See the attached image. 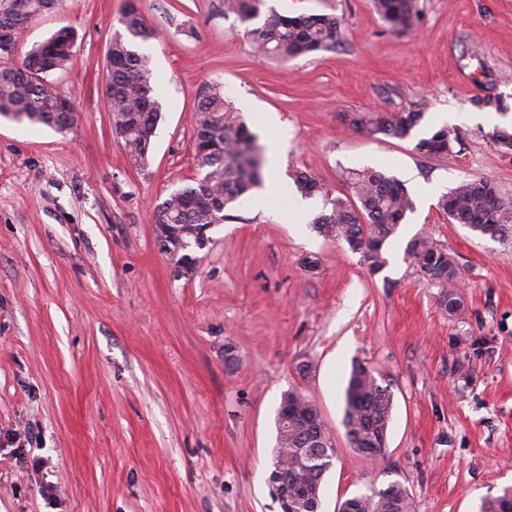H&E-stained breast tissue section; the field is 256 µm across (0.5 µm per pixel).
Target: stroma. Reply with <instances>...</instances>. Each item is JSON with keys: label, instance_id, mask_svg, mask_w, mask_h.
<instances>
[{"label": "stroma", "instance_id": "35a3bbf8", "mask_svg": "<svg viewBox=\"0 0 512 512\" xmlns=\"http://www.w3.org/2000/svg\"><path fill=\"white\" fill-rule=\"evenodd\" d=\"M135 2L157 39L137 43L161 118L147 169L112 132L105 54ZM285 15L333 13L335 49L282 63L258 56L223 0H64L26 29L15 61L62 28L75 57L48 76L78 121L60 133L0 121V512H280L269 475L284 393L319 410L337 454L320 512L391 482L411 512H479L512 488V239L449 221L437 193L487 178L512 200V0H419L408 32L372 0H268ZM221 85L262 146L286 140L269 182L302 169L347 194L345 170L396 177L414 197L387 266L312 228L321 196L227 209L182 276L161 251L154 208L204 174L194 109ZM422 104L409 136H369L344 118ZM456 112L472 117L451 122ZM459 139L428 159L439 128ZM427 234L457 260L461 309L405 256ZM389 384L382 453L350 448L352 362ZM55 487V502L41 495ZM448 134L447 128H440L435 131L430 137L421 138L415 145L417 152L426 157L440 158L453 152L454 138L448 141L445 135Z\"/></svg>", "mask_w": 512, "mask_h": 512}]
</instances>
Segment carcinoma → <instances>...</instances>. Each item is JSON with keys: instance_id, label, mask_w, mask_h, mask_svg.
Listing matches in <instances>:
<instances>
[{"instance_id": "obj_1", "label": "carcinoma", "mask_w": 512, "mask_h": 512, "mask_svg": "<svg viewBox=\"0 0 512 512\" xmlns=\"http://www.w3.org/2000/svg\"><path fill=\"white\" fill-rule=\"evenodd\" d=\"M11 7L0 6V27L14 29L21 37L28 25L40 16L56 10L62 0H10ZM381 18L394 30L413 28L420 10L418 0H373ZM234 15L245 23L263 17L260 26L248 30L254 47L262 54L288 62L336 45L341 34V19L333 13L281 15L266 7V0H224V15ZM118 23L122 31L112 36L107 51L105 97L114 117L112 129L119 136L133 166L144 169L159 122V104L155 98V77L145 55L133 44L156 36L143 15L130 3L122 11ZM74 32L63 28L47 41L33 47L19 65L0 68V116H11L16 123L45 125L56 131L64 129V112L59 108L58 94L51 91L46 78L71 65L74 53L64 47L65 36ZM423 118V112L412 106L393 112H358L351 126L369 136L408 135ZM194 135L208 138L216 150L197 155L204 176L195 184L170 193L156 207V215L166 224H177L181 234L168 241L164 251L190 258L195 231L213 223V216L224 217V210L248 200L253 191L263 186L266 158L263 148L246 121L224 95L221 86L210 88L199 96L194 116ZM448 129L442 127L415 145L426 157L440 158L453 152L454 140L445 139ZM294 183L305 193L317 190L326 198L330 209L311 220L314 229L347 246L360 243L361 256L369 269L377 273L388 263L384 250L406 217L413 201L403 183L374 169L348 172L350 193L332 196V191L309 173L296 170ZM448 218L470 230L483 234L495 230L498 238L512 236V202L505 200L493 181L466 180L451 188L439 200ZM405 254L426 282L441 288L439 304L454 313L460 307L454 284L460 270L448 251L431 237L417 235L406 245ZM388 386L379 383L371 370L352 363L344 390L343 424L351 447L364 449V455L376 456L382 449L390 421ZM310 431L297 426L288 437L277 436L276 447L299 448ZM362 512L386 509L391 502L401 501L399 509L411 512V502L398 482L372 496L359 497ZM481 512H512V488L483 499Z\"/></svg>"}]
</instances>
